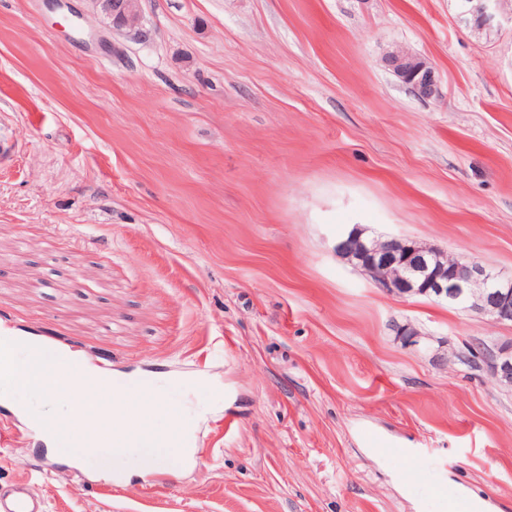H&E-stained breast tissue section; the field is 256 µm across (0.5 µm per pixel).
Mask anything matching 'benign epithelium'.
<instances>
[{"mask_svg": "<svg viewBox=\"0 0 512 512\" xmlns=\"http://www.w3.org/2000/svg\"><path fill=\"white\" fill-rule=\"evenodd\" d=\"M97 12L112 29L127 31L146 39L141 0H92ZM458 19L477 34L487 36L500 30L501 22L512 23V12L505 11L503 0H458ZM391 72L419 98L439 94L435 67L411 51L396 47L385 57ZM357 227L336 249L362 267L382 288L397 296L422 295L462 305L512 322V280L502 279L489 265L470 261L460 263L452 257L417 242L397 237L363 239ZM489 372L499 382L512 383V347L498 346L482 351Z\"/></svg>", "mask_w": 512, "mask_h": 512, "instance_id": "obj_1", "label": "benign epithelium"}]
</instances>
